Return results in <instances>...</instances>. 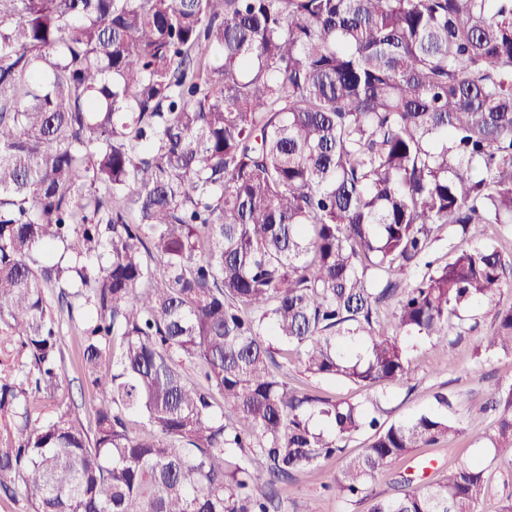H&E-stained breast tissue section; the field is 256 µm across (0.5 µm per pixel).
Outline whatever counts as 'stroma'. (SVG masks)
Wrapping results in <instances>:
<instances>
[{
	"mask_svg": "<svg viewBox=\"0 0 512 512\" xmlns=\"http://www.w3.org/2000/svg\"><path fill=\"white\" fill-rule=\"evenodd\" d=\"M494 312V306L487 304L468 309L463 328L449 335L447 347L434 348L427 342L416 341L412 375L404 384L385 390L381 403L384 419L404 420L433 408L434 396L439 392L453 397V411L462 416L483 400L490 384L512 380L510 357H492L479 366L474 363V349L483 336L491 333ZM54 316L62 330L64 363L57 391L48 400L47 407L52 410L64 403L78 408L84 421H92L99 395L87 385L81 368L82 319L59 309ZM480 433V425L475 424L456 441L417 450L411 460L396 464L378 479L373 486L374 494L384 498L392 496L395 481L403 475L411 477L418 486L439 479L448 467L480 459ZM338 468V462L329 460L298 474L281 490L285 504L306 503L308 512H362L361 507L338 502L328 491L327 486L333 483Z\"/></svg>",
	"mask_w": 512,
	"mask_h": 512,
	"instance_id": "1",
	"label": "stroma"
}]
</instances>
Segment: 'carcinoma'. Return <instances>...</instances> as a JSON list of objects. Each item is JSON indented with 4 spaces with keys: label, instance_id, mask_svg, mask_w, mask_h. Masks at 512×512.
<instances>
[{
    "label": "carcinoma",
    "instance_id": "carcinoma-1",
    "mask_svg": "<svg viewBox=\"0 0 512 512\" xmlns=\"http://www.w3.org/2000/svg\"><path fill=\"white\" fill-rule=\"evenodd\" d=\"M492 226L512 231V0H0V324L30 358L0 377V500L282 512L278 485L337 458L336 498L367 512H486L477 464L371 485L489 415L512 472V381L465 419L442 393L377 416L406 338L445 347L500 302ZM48 285L84 310L90 428L33 420L64 362ZM497 356L512 304L477 347ZM287 373L291 378L301 381L304 385L316 390L320 395L325 397L365 402L370 396L369 391L349 383L319 380L314 377H308L301 372V369H299L295 363L288 365Z\"/></svg>",
    "mask_w": 512,
    "mask_h": 512
}]
</instances>
